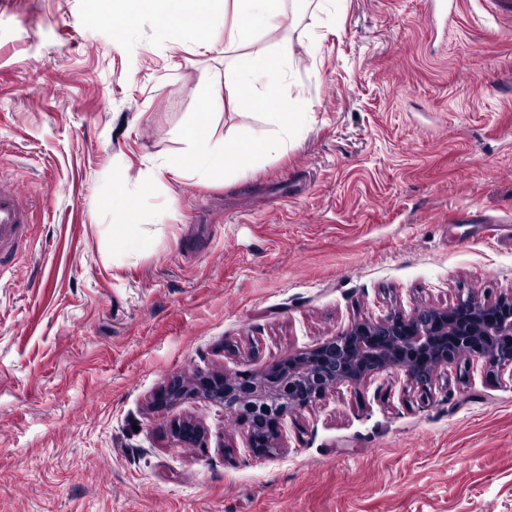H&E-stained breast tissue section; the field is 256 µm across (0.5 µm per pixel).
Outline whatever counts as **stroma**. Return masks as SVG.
<instances>
[{
  "mask_svg": "<svg viewBox=\"0 0 512 512\" xmlns=\"http://www.w3.org/2000/svg\"><path fill=\"white\" fill-rule=\"evenodd\" d=\"M426 12L303 0L287 153L213 177L179 130L265 119L227 106L206 34L0 0V185L34 201L0 268V512H512V374L482 360L425 397L397 369L330 388L260 460L222 404L151 405L176 375L267 370L361 320L512 292V23L484 0L448 28ZM150 169L117 207L114 182ZM144 210L147 240L113 239ZM181 419L206 447L173 441Z\"/></svg>",
  "mask_w": 512,
  "mask_h": 512,
  "instance_id": "stroma-1",
  "label": "stroma"
}]
</instances>
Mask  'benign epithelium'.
<instances>
[{"label":"benign epithelium","instance_id":"1","mask_svg":"<svg viewBox=\"0 0 512 512\" xmlns=\"http://www.w3.org/2000/svg\"><path fill=\"white\" fill-rule=\"evenodd\" d=\"M463 353L512 368V293L495 300L471 294L445 308L358 321L270 371L215 375L193 388L173 376L153 396L152 405L165 408L197 394L219 402L239 416L252 456L262 458L278 446L284 418L321 399L329 388L396 368L404 371L411 388L426 396L437 370ZM170 433L180 444L206 447L205 430L193 420L172 422Z\"/></svg>","mask_w":512,"mask_h":512}]
</instances>
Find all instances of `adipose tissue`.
Wrapping results in <instances>:
<instances>
[{
    "label": "adipose tissue",
    "instance_id": "ef3b65f1",
    "mask_svg": "<svg viewBox=\"0 0 512 512\" xmlns=\"http://www.w3.org/2000/svg\"><path fill=\"white\" fill-rule=\"evenodd\" d=\"M130 2L136 11L154 9L161 25L175 26L187 34L208 32V51L226 54L238 47L246 50L242 60L225 66L224 86L230 102H246L267 110V126L258 132L241 131L221 141L203 129L185 128L181 137L198 171L220 174L226 158L234 156L247 172L261 157L287 150L297 115L285 104L275 80L292 52L288 39L278 35L288 18L286 0H232L233 21L228 27L221 20L223 0ZM272 35L277 36V44L269 43Z\"/></svg>",
    "mask_w": 512,
    "mask_h": 512
}]
</instances>
